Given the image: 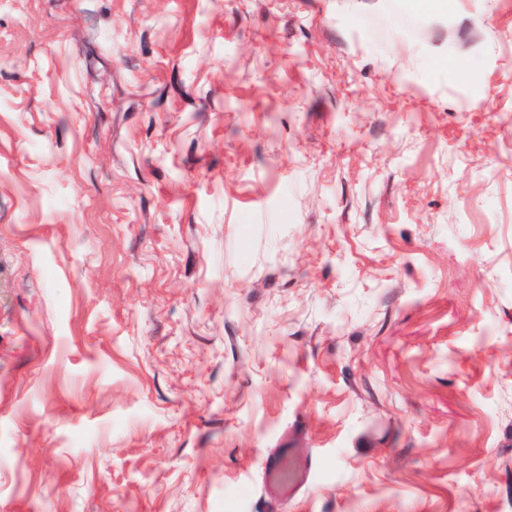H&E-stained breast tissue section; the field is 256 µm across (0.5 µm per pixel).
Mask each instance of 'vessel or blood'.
Masks as SVG:
<instances>
[{
    "mask_svg": "<svg viewBox=\"0 0 512 512\" xmlns=\"http://www.w3.org/2000/svg\"><path fill=\"white\" fill-rule=\"evenodd\" d=\"M317 459L308 448H278L265 453L260 465L267 512H280L307 485Z\"/></svg>",
    "mask_w": 512,
    "mask_h": 512,
    "instance_id": "obj_1",
    "label": "vessel or blood"
}]
</instances>
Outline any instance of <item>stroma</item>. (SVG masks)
<instances>
[{
    "label": "stroma",
    "instance_id": "1",
    "mask_svg": "<svg viewBox=\"0 0 512 512\" xmlns=\"http://www.w3.org/2000/svg\"><path fill=\"white\" fill-rule=\"evenodd\" d=\"M512 512V0H0V512ZM317 459L310 448H276L261 456L265 509L278 511L307 485Z\"/></svg>",
    "mask_w": 512,
    "mask_h": 512
}]
</instances>
